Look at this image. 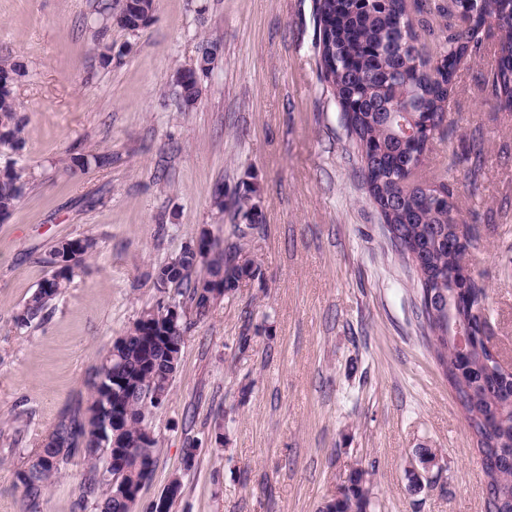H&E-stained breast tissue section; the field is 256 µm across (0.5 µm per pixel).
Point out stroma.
<instances>
[{"mask_svg":"<svg viewBox=\"0 0 512 512\" xmlns=\"http://www.w3.org/2000/svg\"><path fill=\"white\" fill-rule=\"evenodd\" d=\"M97 5L0 0V56L25 66L13 91L26 119L23 149H0V167L22 166L27 179L0 221V512H23L18 471L85 407L101 356L156 304L157 269L205 230L241 241L263 277L185 333L133 512H149L175 473L183 492L171 512H317L357 465L372 472L376 512H485L464 414L421 337L416 272L390 244L321 78L314 0H156L133 34ZM206 37L219 52L188 107L175 76ZM489 63L460 64L426 163L455 183L490 342L512 368V112L478 87ZM73 153L112 162L73 174L63 165ZM247 182L259 226L240 239ZM82 237L96 254L43 320L17 328L49 248ZM422 447L437 449L441 469L418 490L407 468ZM85 472L73 457L38 512H97L78 499Z\"/></svg>","mask_w":512,"mask_h":512,"instance_id":"1","label":"stroma"}]
</instances>
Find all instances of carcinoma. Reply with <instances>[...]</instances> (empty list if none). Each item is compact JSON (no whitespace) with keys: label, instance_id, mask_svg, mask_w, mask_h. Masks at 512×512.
Here are the masks:
<instances>
[{"label":"carcinoma","instance_id":"1","mask_svg":"<svg viewBox=\"0 0 512 512\" xmlns=\"http://www.w3.org/2000/svg\"><path fill=\"white\" fill-rule=\"evenodd\" d=\"M140 13H130L121 28L135 32L142 17L154 12L156 0H140ZM483 10L497 20V33L481 36L480 24L449 32L436 52L418 49L415 24L431 29L423 13L446 18ZM322 75L342 106L347 127L361 157L368 194L384 208L386 224L396 225L391 245L406 258L423 253L419 276L423 337L444 375L461 397L460 406L476 450L483 455L486 512H512V378L490 370L489 353L481 342L458 352L448 339L449 313L468 316L463 292L448 282L465 265L466 252L457 248L453 231L458 220L455 193L445 175L424 168L423 147L405 137L404 127L436 128L448 108L457 61L491 53L494 64L482 86L499 107L512 112V0H448L429 6L428 0H315ZM25 117L17 109L13 90H0V146L23 148ZM25 187L23 170L0 168V211L12 212ZM96 250L88 237L62 239L50 250L51 273L15 316L19 327L43 319L50 302L65 293L82 262ZM242 245L214 242L204 253L187 245L155 274L161 291L175 289L139 317L118 337L95 368L87 406L61 420L27 467L17 473L26 512H38L48 485L72 457L80 455L88 475L79 486L81 498L94 499L100 512H132L133 499L124 490L140 491L156 462L158 439L149 437L153 410L169 400L184 335L211 305L232 294L241 281L259 278L252 259L238 262ZM119 417L121 447L111 448L107 419ZM371 472L352 469L343 481L341 497L328 512H373ZM182 475L172 477L164 498L171 512L182 494Z\"/></svg>","mask_w":512,"mask_h":512}]
</instances>
